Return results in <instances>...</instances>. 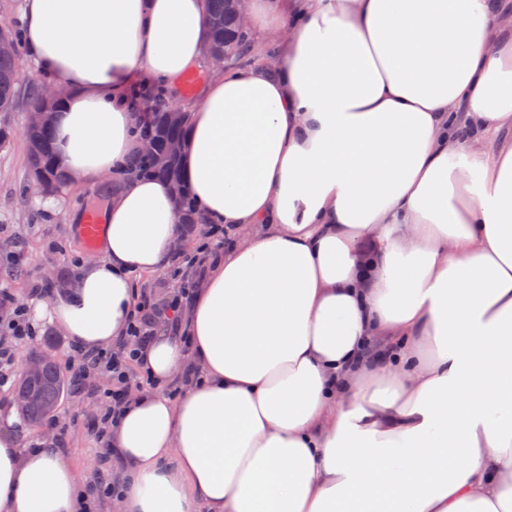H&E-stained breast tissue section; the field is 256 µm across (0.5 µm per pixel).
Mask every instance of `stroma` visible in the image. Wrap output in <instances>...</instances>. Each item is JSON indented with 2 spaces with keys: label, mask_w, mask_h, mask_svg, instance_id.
I'll list each match as a JSON object with an SVG mask.
<instances>
[{
  "label": "stroma",
  "mask_w": 512,
  "mask_h": 512,
  "mask_svg": "<svg viewBox=\"0 0 512 512\" xmlns=\"http://www.w3.org/2000/svg\"><path fill=\"white\" fill-rule=\"evenodd\" d=\"M17 68L21 82L16 90L14 110L7 117L13 135L0 146V293L11 295L12 303L32 307L50 300L41 291L44 282H53L58 290H65L74 281L81 262L89 260L91 251L79 235L78 219L95 205L98 187L70 181L56 193L57 204L52 208L43 206L37 193L31 191L23 130L31 106V86L41 75L26 49L18 56ZM12 303H0V330L11 317ZM44 349L53 353L63 370L79 359L70 341L56 326L47 321L36 323L34 337L14 347L12 383L0 387L1 413L15 408L12 384L20 379V361L28 353ZM105 386V379L93 377L83 389H70L51 419L23 430L22 446L53 444L75 469L93 474L100 465L93 430Z\"/></svg>",
  "instance_id": "35a3bbf8"
}]
</instances>
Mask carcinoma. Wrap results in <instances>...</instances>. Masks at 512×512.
<instances>
[{"label": "carcinoma", "mask_w": 512, "mask_h": 512, "mask_svg": "<svg viewBox=\"0 0 512 512\" xmlns=\"http://www.w3.org/2000/svg\"><path fill=\"white\" fill-rule=\"evenodd\" d=\"M209 40L207 56L239 57L249 48L248 33L240 24L233 0H209L208 13ZM18 52L0 55V115L5 117L13 111L15 92L21 75L17 69ZM134 98L143 101L150 109L145 120L139 121L136 130L137 139L149 138L154 141L157 153L143 151L131 159L127 172L135 177H152L167 181L173 192V204L178 222L181 224H203L204 217L197 212L187 190L185 175L180 165V156L166 160L159 159L172 140L185 141L188 136L184 110L173 108L164 101V89L161 87L139 90ZM28 142L31 177L42 176L46 185L44 191L52 193L62 188L69 176L59 166L53 149L54 129L51 124L26 131ZM67 388V381L57 363H48L42 372V380L32 386L19 381L14 390V401L27 407L25 419L37 426L47 419L56 409Z\"/></svg>", "instance_id": "cac0c4a2"}]
</instances>
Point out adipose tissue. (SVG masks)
<instances>
[{"mask_svg":"<svg viewBox=\"0 0 512 512\" xmlns=\"http://www.w3.org/2000/svg\"><path fill=\"white\" fill-rule=\"evenodd\" d=\"M249 0L272 63L208 80L189 191L230 240L189 343L108 429L118 512H512V13L500 0ZM207 0H25L63 100L59 163L94 182L138 151L134 88L208 64ZM461 115L462 128L451 116ZM168 182L111 196L100 258L45 310L76 349L128 331L134 277L182 233ZM198 378L166 386L186 365ZM0 414V512H84V474Z\"/></svg>","mask_w":512,"mask_h":512,"instance_id":"adipose-tissue-1","label":"adipose tissue"}]
</instances>
